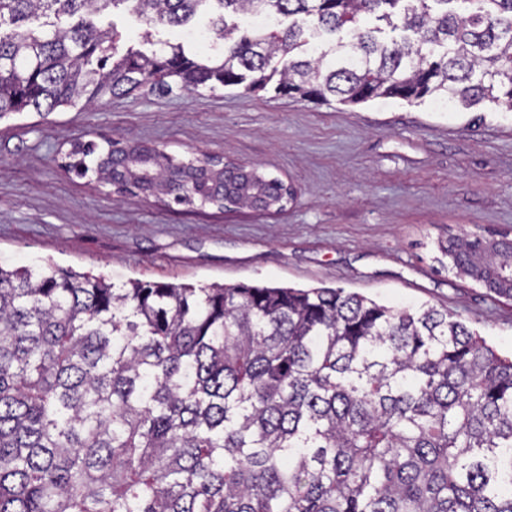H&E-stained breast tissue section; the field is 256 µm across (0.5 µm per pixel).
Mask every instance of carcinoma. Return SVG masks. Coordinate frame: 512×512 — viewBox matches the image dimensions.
I'll list each match as a JSON object with an SVG mask.
<instances>
[{
	"label": "carcinoma",
	"instance_id": "cac0c4a2",
	"mask_svg": "<svg viewBox=\"0 0 512 512\" xmlns=\"http://www.w3.org/2000/svg\"><path fill=\"white\" fill-rule=\"evenodd\" d=\"M216 5L222 47L119 50ZM273 22L242 28L228 18ZM0 118L147 88L512 109V0H0ZM81 174L124 173L96 143ZM137 186L271 198L128 145ZM482 240L439 246L459 274ZM512 299V242L491 257ZM0 512H512V357L428 304L0 263ZM112 21L120 32L122 41L126 44L139 45L140 36L144 32L145 26L136 18L135 15L129 13L124 7L115 10Z\"/></svg>",
	"mask_w": 512,
	"mask_h": 512
}]
</instances>
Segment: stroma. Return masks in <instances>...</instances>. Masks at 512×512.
<instances>
[{
    "mask_svg": "<svg viewBox=\"0 0 512 512\" xmlns=\"http://www.w3.org/2000/svg\"><path fill=\"white\" fill-rule=\"evenodd\" d=\"M207 153L288 183L278 212L133 197L64 166L73 143ZM512 239V110L140 90L0 118V262L160 283L342 287L448 311L504 353L512 301L443 268L441 242Z\"/></svg>",
    "mask_w": 512,
    "mask_h": 512,
    "instance_id": "1",
    "label": "stroma"
}]
</instances>
